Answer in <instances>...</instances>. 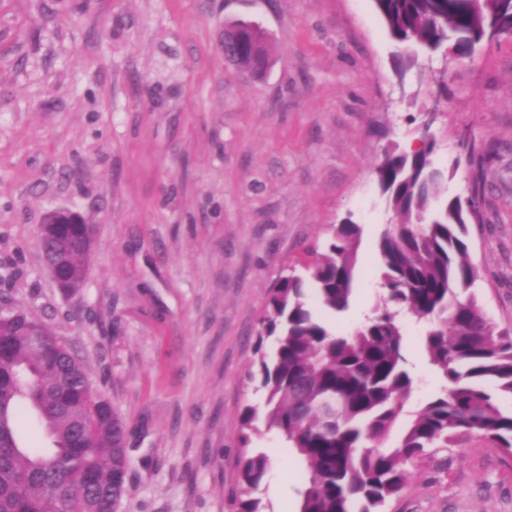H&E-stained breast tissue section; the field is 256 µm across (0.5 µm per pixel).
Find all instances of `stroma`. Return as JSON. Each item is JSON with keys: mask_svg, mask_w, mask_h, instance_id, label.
<instances>
[{"mask_svg": "<svg viewBox=\"0 0 512 512\" xmlns=\"http://www.w3.org/2000/svg\"><path fill=\"white\" fill-rule=\"evenodd\" d=\"M270 36L263 76L224 59V24ZM420 84L418 95L400 84ZM449 196L484 181L468 227L478 303L512 332V35L445 63L408 65L374 0H0V302L71 344L122 417L120 512H231L240 413L270 288L334 225L362 228L345 333L380 292L389 219L375 168L418 145L430 107ZM486 155L458 162L462 139ZM84 214L95 249L80 296L53 287L44 215ZM405 322L415 410L443 382ZM259 495L298 512L303 468L273 431ZM424 460L388 512H512V454L474 436Z\"/></svg>", "mask_w": 512, "mask_h": 512, "instance_id": "35a3bbf8", "label": "stroma"}]
</instances>
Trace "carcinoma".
I'll list each match as a JSON object with an SVG mask.
<instances>
[{"mask_svg":"<svg viewBox=\"0 0 512 512\" xmlns=\"http://www.w3.org/2000/svg\"><path fill=\"white\" fill-rule=\"evenodd\" d=\"M408 60L455 43L476 44L487 15L460 0H374ZM242 44L230 62L253 74L271 59L268 39L237 22ZM428 143L387 153L376 168L393 219L377 248L382 290L373 316L338 333L308 305L349 307L356 282L358 224H337L303 275L270 289L254 345L250 379L262 408L240 414L241 492L234 512H267L258 491L269 457L249 451L259 426L276 430L305 474L299 512H387L409 467L455 441L482 436L512 454V333L496 330L470 293L478 270L466 260L473 203L445 197L447 171ZM426 321L422 347L443 379L439 393L404 411L416 379L406 366L402 318ZM36 348L23 315L0 317V512H117L129 467L125 426L96 409L83 363L68 342L39 325ZM34 419L49 441L30 448L16 422ZM398 442L384 448L397 423Z\"/></svg>","mask_w":512,"mask_h":512,"instance_id":"cac0c4a2","label":"carcinoma"}]
</instances>
